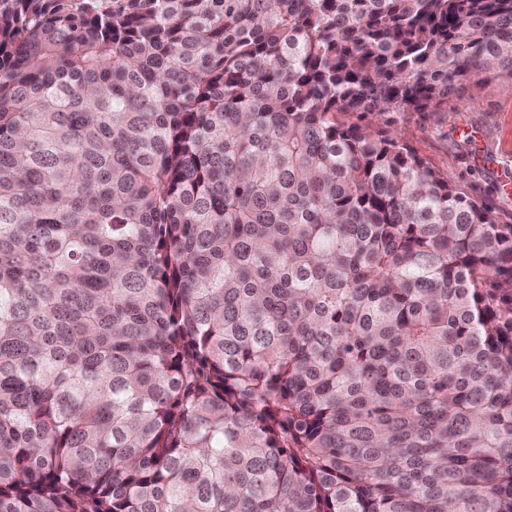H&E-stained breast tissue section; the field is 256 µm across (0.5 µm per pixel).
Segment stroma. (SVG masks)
Returning a JSON list of instances; mask_svg holds the SVG:
<instances>
[{"instance_id": "obj_1", "label": "stroma", "mask_w": 512, "mask_h": 512, "mask_svg": "<svg viewBox=\"0 0 512 512\" xmlns=\"http://www.w3.org/2000/svg\"><path fill=\"white\" fill-rule=\"evenodd\" d=\"M385 121L467 194L512 218V79L458 84L441 112H390Z\"/></svg>"}]
</instances>
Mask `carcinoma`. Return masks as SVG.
<instances>
[{
    "instance_id": "carcinoma-1",
    "label": "carcinoma",
    "mask_w": 512,
    "mask_h": 512,
    "mask_svg": "<svg viewBox=\"0 0 512 512\" xmlns=\"http://www.w3.org/2000/svg\"><path fill=\"white\" fill-rule=\"evenodd\" d=\"M512 77V0H0V512H512V222L369 116Z\"/></svg>"
}]
</instances>
